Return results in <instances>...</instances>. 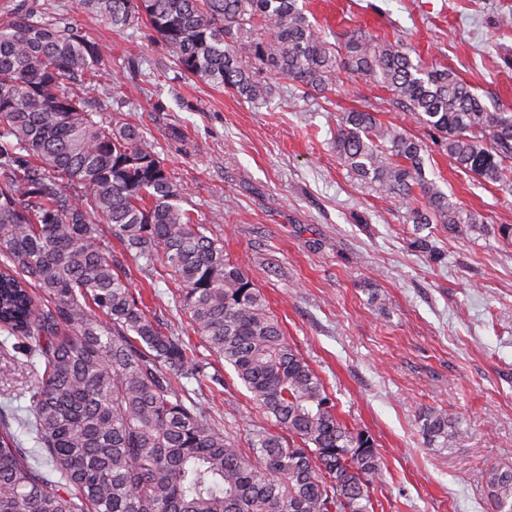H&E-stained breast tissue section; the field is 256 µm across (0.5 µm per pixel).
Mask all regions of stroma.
<instances>
[{
  "instance_id": "35a3bbf8",
  "label": "stroma",
  "mask_w": 512,
  "mask_h": 512,
  "mask_svg": "<svg viewBox=\"0 0 512 512\" xmlns=\"http://www.w3.org/2000/svg\"><path fill=\"white\" fill-rule=\"evenodd\" d=\"M81 23L111 54L85 95L105 121L138 125L170 161L185 208L261 288L285 336L324 381L336 414L368 432L383 462L375 512H491L490 467L512 469V192L457 169L428 130L386 91L338 72L328 95L270 81L255 103L183 79L147 25L116 31L75 0H40ZM330 42L356 30L399 41L427 67L448 69L489 109L512 111V0H306ZM365 109L428 144L424 169L453 202L481 216L462 233L431 227L436 254L395 199L353 179L333 147L342 113ZM223 223L210 224L213 214ZM133 291L178 333L185 315L171 282L112 245ZM188 382L208 422L243 448L276 432L235 373L212 361ZM437 410L466 433L429 440Z\"/></svg>"
}]
</instances>
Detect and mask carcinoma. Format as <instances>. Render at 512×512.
Segmentation results:
<instances>
[{"instance_id": "obj_1", "label": "carcinoma", "mask_w": 512, "mask_h": 512, "mask_svg": "<svg viewBox=\"0 0 512 512\" xmlns=\"http://www.w3.org/2000/svg\"><path fill=\"white\" fill-rule=\"evenodd\" d=\"M116 30L146 22L180 74L250 101L261 75L322 94L340 70L386 89L453 164L512 190V112H491L452 71L399 41L353 35L344 53L300 0H77ZM108 46L58 12L18 0L0 14V330L34 344L27 424L56 478L0 422V512H374L373 438L343 424L321 377L288 343L249 273L183 207L166 160L136 126L110 125L90 87ZM334 148L352 177L401 202L414 224H478L422 174L425 143L373 112L342 113ZM123 249L177 283L209 355L230 367L280 432L238 448L186 403L196 347L151 319L112 265ZM102 313L99 318L96 313ZM449 447L464 429L438 411ZM494 512H512V469L491 467Z\"/></svg>"}]
</instances>
